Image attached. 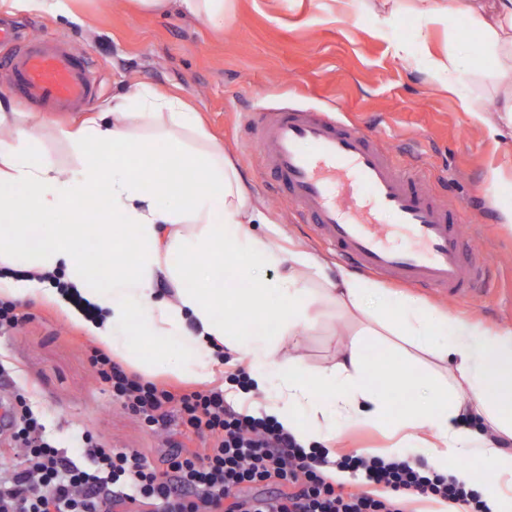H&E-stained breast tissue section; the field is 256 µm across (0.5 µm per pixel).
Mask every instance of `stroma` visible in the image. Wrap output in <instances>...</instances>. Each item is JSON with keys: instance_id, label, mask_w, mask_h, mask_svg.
I'll return each instance as SVG.
<instances>
[{"instance_id": "obj_1", "label": "stroma", "mask_w": 512, "mask_h": 512, "mask_svg": "<svg viewBox=\"0 0 512 512\" xmlns=\"http://www.w3.org/2000/svg\"><path fill=\"white\" fill-rule=\"evenodd\" d=\"M385 11L383 0H371L367 10L349 18L321 7L319 0H233L223 21L213 22L139 11L130 0H77L74 20L0 13V22L13 25L20 39L62 37L88 56L99 88L85 117L96 116L114 94L136 85L184 96L206 132L232 155L254 201L276 223L278 245L305 248L326 262L331 277L339 257L286 200L248 140L244 115L261 104L338 109L347 122L372 134L395 164L421 165L437 198L460 203L462 237L472 259L487 269L488 288L465 300L381 279L379 300L407 295L449 317L473 320L483 331L512 329V224L505 218L512 210V134L489 137L460 107L465 96L494 118L493 107L512 91V79L468 63L445 75L458 94L442 90L427 75L435 58L463 47L473 57L484 54L469 19L457 16L450 25L427 26L404 14L384 30ZM395 40L407 44L418 68L394 56ZM14 106L45 127L37 156L54 160L65 174L80 164L61 134L75 117L20 100ZM492 169L504 185L497 194L485 186ZM19 305L28 319L18 330L0 333V362L17 380L34 384L35 404L59 446L77 455L76 436L85 431L103 447L133 448L156 460L166 435L143 428L113 406L90 366L92 340L85 330L47 301L28 298ZM360 327L359 318L328 311L300 340L282 338L275 359L298 360L314 370L333 365ZM397 440L389 428L355 419L337 425L329 445L351 453L388 448Z\"/></svg>"}]
</instances>
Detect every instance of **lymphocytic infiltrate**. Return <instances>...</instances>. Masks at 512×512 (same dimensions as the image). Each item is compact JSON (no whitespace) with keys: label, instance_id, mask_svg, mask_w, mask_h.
Wrapping results in <instances>:
<instances>
[{"label":"lymphocytic infiltrate","instance_id":"f902f5d3","mask_svg":"<svg viewBox=\"0 0 512 512\" xmlns=\"http://www.w3.org/2000/svg\"><path fill=\"white\" fill-rule=\"evenodd\" d=\"M90 364L113 403L153 431L177 426L165 471L139 451L104 448L81 435L80 460L50 438L26 388L13 390L6 415L11 452L0 457V512H413L415 497L461 502L485 512L475 486L407 456L355 453L330 457L304 448L277 422L240 413L224 391L178 392L89 349ZM199 448H189V441ZM364 473L370 490L349 491L334 469ZM270 480L275 496L250 494Z\"/></svg>","mask_w":512,"mask_h":512}]
</instances>
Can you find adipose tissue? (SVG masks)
Instances as JSON below:
<instances>
[{
  "instance_id": "obj_1",
  "label": "adipose tissue",
  "mask_w": 512,
  "mask_h": 512,
  "mask_svg": "<svg viewBox=\"0 0 512 512\" xmlns=\"http://www.w3.org/2000/svg\"><path fill=\"white\" fill-rule=\"evenodd\" d=\"M144 10L179 8L194 18L220 19L225 0H134ZM426 25L469 15L490 52L489 65L512 62V0H410ZM152 131L137 140L131 126ZM0 264H25L32 276L0 277V295L41 298L56 304L58 289L37 278L61 273L95 306L97 317L71 311L89 337L112 354L146 367L163 366L199 382L213 380L221 341L251 367L246 388L231 398L254 415L275 417L302 444L317 443L340 420L366 418L401 432L403 448H429L433 465L466 481L472 463L512 476V454L492 435L512 439V329L479 332L475 323L438 313L410 297L370 311L372 285L340 268L327 279L318 258L300 248L282 249L251 232L266 223L248 182L208 136L198 113L179 95L143 86L113 97L106 113L65 131L81 165L61 174L34 155L41 135L22 123L9 98L0 97ZM156 142L164 152L153 151ZM103 209L88 210L90 201ZM133 230L132 237L122 227ZM98 246L99 271L89 278L88 243ZM277 267L274 277L265 269ZM232 281H225V272ZM167 280L174 300L157 297ZM324 305L367 314L369 336H395L401 346L364 363L359 342L333 366L313 370L276 362L278 336H298L318 320ZM277 325V337L243 329L241 313ZM451 364L442 378L436 363ZM417 400L393 409L379 384ZM310 412L312 422L299 424ZM480 417L486 433L464 424Z\"/></svg>"
}]
</instances>
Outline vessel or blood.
<instances>
[{"instance_id": "1", "label": "vessel or blood", "mask_w": 512, "mask_h": 512, "mask_svg": "<svg viewBox=\"0 0 512 512\" xmlns=\"http://www.w3.org/2000/svg\"><path fill=\"white\" fill-rule=\"evenodd\" d=\"M0 44L14 47L0 70L24 102L78 112L94 98L90 61L67 40L20 43L1 27ZM249 126L299 214L317 224L338 256L385 280L460 298L484 284V266L463 248L461 207L433 196L418 169L396 167L373 137L340 115L288 106L258 111ZM386 213L407 232L405 246L378 230Z\"/></svg>"}]
</instances>
